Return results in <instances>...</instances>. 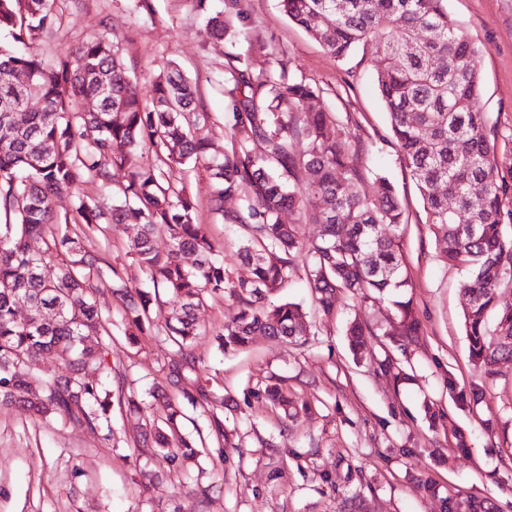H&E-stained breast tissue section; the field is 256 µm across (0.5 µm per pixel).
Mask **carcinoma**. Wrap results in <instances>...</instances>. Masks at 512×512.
Masks as SVG:
<instances>
[{"label": "carcinoma", "mask_w": 512, "mask_h": 512, "mask_svg": "<svg viewBox=\"0 0 512 512\" xmlns=\"http://www.w3.org/2000/svg\"><path fill=\"white\" fill-rule=\"evenodd\" d=\"M73 0H0V32L17 45L0 49V70L22 80L0 83V405L18 406L38 419L107 431L112 391L99 377L117 376V403L140 412L137 393L125 390L126 367L112 361V319L94 297L110 281L121 299L127 341L153 333L173 348L156 386L167 398L164 415L141 425L162 459L156 479L181 473L200 449L216 441L237 448L224 428V394L202 373L192 343L200 335L196 311L224 297L238 315L216 336L224 351L242 350L255 336L304 345L314 335L302 307L271 296L286 287L304 257L307 283L319 309L333 312L341 291L392 304L399 317L396 335L412 339L422 323L411 299L398 235L405 223L391 182L376 177L378 191L367 195L362 169L332 113L311 109L301 125L293 110L317 98L302 79L280 73L255 74L249 60L236 57L227 103L231 147L221 151L193 129L207 117L197 87L175 70L153 82L144 100L118 51L100 35H85L66 51L48 56L33 44L56 37ZM284 13L337 58L378 41L373 63L396 145L423 200L426 223L441 258L465 271L462 292L469 356L487 373L512 361V233L504 229L503 186L491 145L492 126L475 109L482 94L479 50L444 0H281ZM231 17L210 18L207 34L223 40ZM30 97L42 110L23 113ZM94 99L92 112L83 109ZM305 143L293 150L294 136ZM201 166L208 173L210 211L223 224L239 226L241 256L250 276L229 281L221 244L199 222L198 203L176 172ZM308 181H287L297 170ZM123 179H116V173ZM86 183L100 189L81 194ZM442 183L447 193L434 192ZM486 191L475 194L474 186ZM70 193L72 213L60 215L55 199ZM455 211H448V197ZM236 199L240 208L224 209ZM308 202L306 218L322 226L307 245L296 224H285L287 207ZM112 224H136L130 263L108 258ZM391 227V235L381 226ZM159 237L170 247L155 246ZM172 315L157 326L164 301ZM495 325H489V317ZM346 334L354 351L374 331L353 322ZM96 342L88 343L89 337ZM52 354L69 374L53 376L41 366ZM177 394L207 413L204 424L185 430ZM264 398L284 418L299 411L277 383Z\"/></svg>", "instance_id": "obj_1"}]
</instances>
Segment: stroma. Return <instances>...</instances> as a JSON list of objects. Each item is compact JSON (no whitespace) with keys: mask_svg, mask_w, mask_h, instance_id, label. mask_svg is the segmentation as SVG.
<instances>
[{"mask_svg":"<svg viewBox=\"0 0 512 512\" xmlns=\"http://www.w3.org/2000/svg\"><path fill=\"white\" fill-rule=\"evenodd\" d=\"M229 0H152L151 14L134 0H81L64 32L38 50L66 49L71 37L104 34L123 56L142 92L155 77L178 68L192 82L208 123L195 135L229 145L224 109L232 87L229 62L249 54L257 71L285 69L317 91L316 106L335 114L346 141L364 167L395 186L407 218L400 228L409 286L422 323L418 339L394 335V309L343 292L332 314L317 307L303 275L277 292L302 306L317 331L304 346L254 337L242 352L221 353L214 340L238 309L232 300L201 310L204 328L195 343L208 372L224 388V423L240 445L206 448L185 475L144 491L161 459L153 449L132 450L124 440L138 419L112 411V438L103 431L33 419L16 406L0 407V512H512V365L487 374L469 357L464 331L462 270L439 258L425 222L420 193L395 146L372 61L381 45L370 41L338 59L291 23L280 0H241L238 35L207 37L209 16ZM480 50L483 92L477 102L494 129L491 141L503 197L512 210V0H447ZM258 32L264 47L249 50L245 35ZM199 219L223 244L230 279L248 274L238 228L224 227L209 212L205 172L187 173ZM97 305L112 317L117 358L126 365L142 400L143 415H161L152 396L170 350L158 336L136 349L125 345L120 304L103 286ZM373 331L354 357L346 329L353 321ZM311 414L283 424L258 396L270 379ZM213 486L208 498L197 485Z\"/></svg>","mask_w":512,"mask_h":512,"instance_id":"35a3bbf8","label":"stroma"}]
</instances>
